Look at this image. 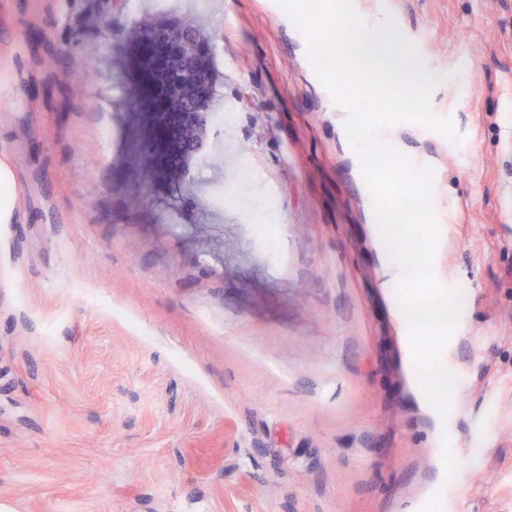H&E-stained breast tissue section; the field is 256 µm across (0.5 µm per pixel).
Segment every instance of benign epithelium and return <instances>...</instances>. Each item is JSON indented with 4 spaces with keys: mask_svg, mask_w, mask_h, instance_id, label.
<instances>
[{
    "mask_svg": "<svg viewBox=\"0 0 512 512\" xmlns=\"http://www.w3.org/2000/svg\"><path fill=\"white\" fill-rule=\"evenodd\" d=\"M206 46L211 43L196 28L177 21L140 38L138 59H150L154 81L140 94L137 130L144 141L145 164L163 174L204 145L207 108L183 89L211 82L200 52Z\"/></svg>",
    "mask_w": 512,
    "mask_h": 512,
    "instance_id": "benign-epithelium-1",
    "label": "benign epithelium"
}]
</instances>
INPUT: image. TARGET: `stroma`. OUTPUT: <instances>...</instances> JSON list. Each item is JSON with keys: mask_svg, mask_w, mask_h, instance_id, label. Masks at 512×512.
Here are the masks:
<instances>
[{"mask_svg": "<svg viewBox=\"0 0 512 512\" xmlns=\"http://www.w3.org/2000/svg\"><path fill=\"white\" fill-rule=\"evenodd\" d=\"M352 5L443 75L459 134L379 135L434 170L433 273L465 314L448 419L347 112L277 0H0L6 512H512V0ZM147 17L214 42L226 121L136 204Z\"/></svg>", "mask_w": 512, "mask_h": 512, "instance_id": "35a3bbf8", "label": "stroma"}]
</instances>
